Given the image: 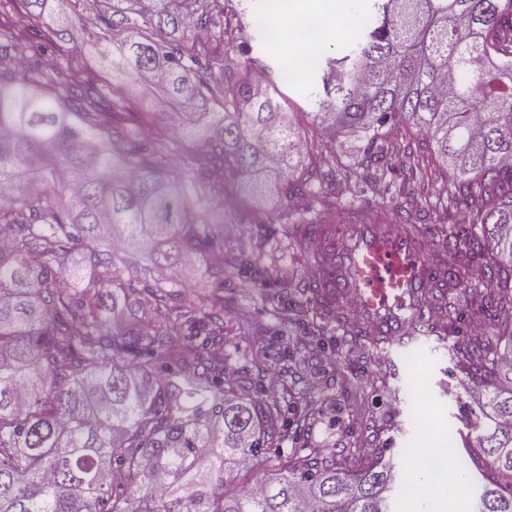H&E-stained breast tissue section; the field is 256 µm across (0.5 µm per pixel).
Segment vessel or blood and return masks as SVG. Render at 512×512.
<instances>
[{"instance_id": "b4317fda", "label": "vessel or blood", "mask_w": 512, "mask_h": 512, "mask_svg": "<svg viewBox=\"0 0 512 512\" xmlns=\"http://www.w3.org/2000/svg\"><path fill=\"white\" fill-rule=\"evenodd\" d=\"M315 235L322 258L313 283L345 329L400 355L429 341L446 344V325L429 311L428 297L447 288L448 267L419 236L369 219L322 224Z\"/></svg>"}]
</instances>
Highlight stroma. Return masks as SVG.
Returning <instances> with one entry per match:
<instances>
[{
  "label": "stroma",
  "mask_w": 512,
  "mask_h": 512,
  "mask_svg": "<svg viewBox=\"0 0 512 512\" xmlns=\"http://www.w3.org/2000/svg\"><path fill=\"white\" fill-rule=\"evenodd\" d=\"M300 3L306 14L320 19L317 39L325 52L340 56L350 24L337 13L336 0ZM99 5V0H66L67 13L79 20L73 38L61 50L47 49L43 57L59 58L107 91L112 78L87 49L96 31L82 22ZM383 154L392 168L386 178L356 190L337 186V195L355 200L362 215L380 224L398 223L405 213L416 226L437 225L439 233L431 241L434 247L445 246L441 231L459 216L434 207L448 179L434 144L401 128L391 132ZM301 227L298 219L285 228L245 223L237 209L224 213L225 244L253 268L247 283L237 270L224 269V329L237 371L250 377L279 372V388L263 392V399H280L296 388L308 390L317 401L315 419L281 444V456L296 448L338 451L359 443L388 449L399 478L407 479L415 460L446 446L449 435L465 431L466 407L484 399L489 387L481 382L460 387L448 349L425 346L398 359L316 318L302 293L309 266L281 238L285 232L300 235ZM420 413L429 430L418 444L414 436Z\"/></svg>",
  "instance_id": "35a3bbf8"
}]
</instances>
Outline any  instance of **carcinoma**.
Segmentation results:
<instances>
[{"label": "carcinoma", "instance_id": "carcinoma-1", "mask_svg": "<svg viewBox=\"0 0 512 512\" xmlns=\"http://www.w3.org/2000/svg\"><path fill=\"white\" fill-rule=\"evenodd\" d=\"M62 2L0 0V512H391L385 448H300L227 492L289 423L308 427L315 404L269 403L252 379L229 378L224 266H202L212 288L191 304L180 282L158 274L141 288L132 268L139 254L151 274L224 251L203 208L226 199L211 174H272L317 211L313 224L336 207V183L385 175L381 144L400 127L446 161L440 205L468 211L448 227V253L484 330L455 366L462 384L497 382L467 412L487 469L475 512H512L500 480L512 478V0H372L342 57L318 51L306 70L282 59L261 80L248 29L267 33L265 15L246 23L232 0H103L90 50L117 93L52 63L60 103L33 89L43 69L13 61L32 34L62 48ZM219 42L235 57H218ZM153 74L143 112L122 91ZM293 84L309 86L327 139L366 140L367 163L322 173L321 145L304 144L279 101ZM174 114L175 133L157 125ZM174 157L180 187L166 182ZM439 453L469 496L453 439Z\"/></svg>", "mask_w": 512, "mask_h": 512}]
</instances>
